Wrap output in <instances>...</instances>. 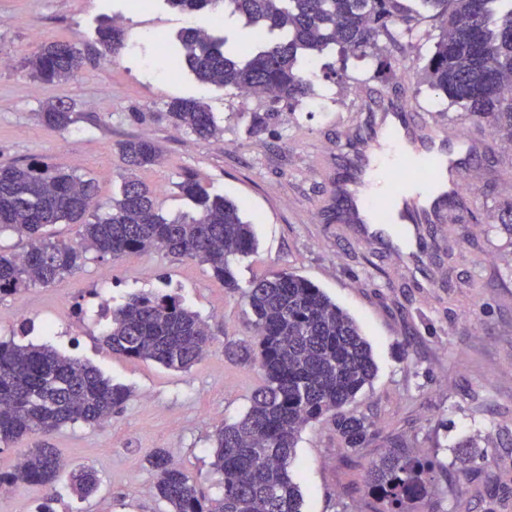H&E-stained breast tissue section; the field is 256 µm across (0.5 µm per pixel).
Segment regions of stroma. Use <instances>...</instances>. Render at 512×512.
<instances>
[{
  "label": "stroma",
  "mask_w": 512,
  "mask_h": 512,
  "mask_svg": "<svg viewBox=\"0 0 512 512\" xmlns=\"http://www.w3.org/2000/svg\"><path fill=\"white\" fill-rule=\"evenodd\" d=\"M121 13L123 49L115 61L97 58L99 19ZM183 20L163 0H145L132 12L123 0H0V165L41 161L94 179L106 211L126 174L120 143L150 139L163 157L139 176L155 189L163 215L192 213L176 188L191 174L209 192L234 201L258 241L249 256L231 261L236 293L192 259L158 252L115 259L91 251L63 280L1 298L0 341L52 346L132 395L105 424L76 422L0 445V472L14 469L21 449L44 443L70 466L92 467L100 478L98 492L86 499L60 479L55 512H163L145 462L163 448L205 494H219L211 436L216 425L247 410L263 382L257 367L224 355L226 342L251 336L240 292L256 277L291 271L356 320L377 364L372 385L352 405L370 427L368 447L342 448L327 419L301 432L291 471L303 494L302 512H365L374 500L366 472L395 436L447 465L430 490L440 512H512V232L499 220L512 202V164L504 162L512 149L490 136L476 215L439 228L425 278L380 243L359 240L354 225L337 222L323 174L344 164L336 142L358 110V89L406 94L436 121L467 125L419 82L420 59L433 49V21L414 24L405 40L390 46L400 77L375 76L374 59L344 65L328 53L314 62L315 96L293 111L279 104L270 125L255 132L252 115L265 112L267 100L200 84L189 71L160 63L159 43L174 38ZM37 39L74 42L89 61L74 80L34 81L21 61ZM175 98L206 102L220 134L201 139L158 120ZM48 101L72 108L69 127L51 129L36 120ZM149 292L178 296L207 322L213 343L204 361L177 371L102 345L112 309L131 294ZM466 443L478 463L459 461Z\"/></svg>",
  "instance_id": "obj_1"
}]
</instances>
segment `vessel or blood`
Returning a JSON list of instances; mask_svg holds the SVG:
<instances>
[{"label":"vessel or blood","mask_w":512,"mask_h":512,"mask_svg":"<svg viewBox=\"0 0 512 512\" xmlns=\"http://www.w3.org/2000/svg\"><path fill=\"white\" fill-rule=\"evenodd\" d=\"M487 141L476 127L430 124L409 99L369 93L341 134L346 170L331 177V192L364 237L387 239L401 225L393 254L423 269L430 244L420 229L472 217L474 198L457 186L478 177Z\"/></svg>","instance_id":"b4317fda"}]
</instances>
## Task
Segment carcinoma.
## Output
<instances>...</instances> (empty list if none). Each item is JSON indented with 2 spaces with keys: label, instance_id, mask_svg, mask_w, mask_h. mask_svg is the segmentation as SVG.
I'll list each match as a JSON object with an SVG mask.
<instances>
[{
  "label": "carcinoma",
  "instance_id": "cac0c4a2",
  "mask_svg": "<svg viewBox=\"0 0 512 512\" xmlns=\"http://www.w3.org/2000/svg\"><path fill=\"white\" fill-rule=\"evenodd\" d=\"M162 2L194 17H236L248 31V39L231 48L226 34L206 36L186 27L176 44L160 50L169 68L185 65L203 85L258 93L291 109L313 95L307 73L313 56L334 48L344 63L365 59L381 40H396L427 14L438 22L439 34L420 70L422 82L448 107L512 142V0ZM96 34L102 56L112 58L123 48L124 33L115 19L103 18ZM85 64L71 42H40L24 61L29 76L41 82L71 80ZM37 117L53 129L74 122L72 108L56 102L47 103ZM159 118L200 138L221 132L198 99H174ZM121 154L127 176L120 198L104 213L92 178L48 164L0 166V233L12 231L27 240L21 252H0V297L54 283L80 268L91 250L114 258L161 251L207 265L224 288L241 292L252 315L253 341L229 342L224 353L236 363L258 366L263 384L245 414L216 426L212 435L222 494L205 496L158 448L147 457L154 496L165 512H301L302 492L289 470L300 432L328 414L343 447L369 443V426L347 406L375 377L370 343L348 313L294 272L266 275L240 290L229 258L253 252L256 239L236 203L187 176L177 188L196 213L168 219L156 191L137 175L160 162L161 148L134 138L121 145ZM63 221L79 226L75 242L62 244L44 233ZM102 344L114 354L188 370L205 358L212 337L180 298L139 293L112 310ZM130 395L96 367L50 346L0 342V444L79 421L103 424ZM64 469L54 449L31 448L20 454L12 472L0 474V487L51 486ZM443 469L441 461L417 456L402 439H392L367 471L368 489L382 505L373 512H408L414 500L429 494ZM69 481L82 498L98 487L96 472L86 467L72 469Z\"/></svg>",
  "mask_w": 512,
  "mask_h": 512
}]
</instances>
